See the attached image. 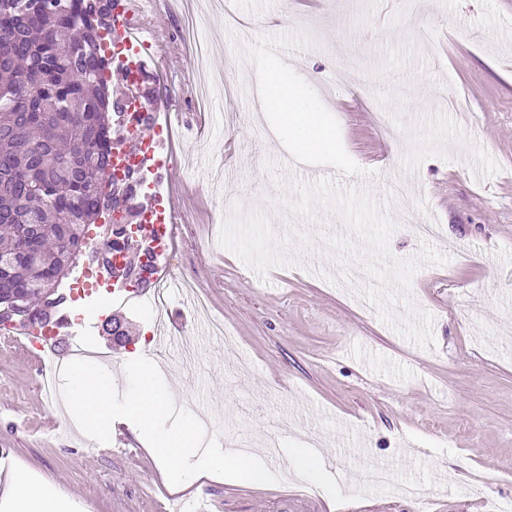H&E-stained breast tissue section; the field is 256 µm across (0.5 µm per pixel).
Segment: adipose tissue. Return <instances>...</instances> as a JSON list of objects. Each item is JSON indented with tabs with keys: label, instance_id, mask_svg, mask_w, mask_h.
<instances>
[{
	"label": "adipose tissue",
	"instance_id": "adipose-tissue-1",
	"mask_svg": "<svg viewBox=\"0 0 512 512\" xmlns=\"http://www.w3.org/2000/svg\"><path fill=\"white\" fill-rule=\"evenodd\" d=\"M255 84L260 91L259 110L276 119L278 129L287 133L300 154L335 150L332 130L304 87L287 81L277 68L258 74ZM13 499L14 512H74L75 509L67 497L48 494L40 484L32 482L16 484Z\"/></svg>",
	"mask_w": 512,
	"mask_h": 512
}]
</instances>
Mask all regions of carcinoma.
I'll return each instance as SVG.
<instances>
[{
	"label": "carcinoma",
	"instance_id": "cac0c4a2",
	"mask_svg": "<svg viewBox=\"0 0 512 512\" xmlns=\"http://www.w3.org/2000/svg\"><path fill=\"white\" fill-rule=\"evenodd\" d=\"M111 20L98 0H0V290L29 303L30 285L53 287L84 228L114 205L103 192Z\"/></svg>",
	"mask_w": 512,
	"mask_h": 512
}]
</instances>
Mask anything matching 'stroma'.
<instances>
[{
	"label": "stroma",
	"mask_w": 512,
	"mask_h": 512,
	"mask_svg": "<svg viewBox=\"0 0 512 512\" xmlns=\"http://www.w3.org/2000/svg\"><path fill=\"white\" fill-rule=\"evenodd\" d=\"M201 0V35L213 63L225 50L247 65V101L216 98L198 111L197 59L183 39L185 0H156L139 36L162 44L179 111L193 122L167 141L157 191L182 195L180 232L158 257L190 280L233 348L196 333L190 297L171 294L162 326L141 305L113 304L94 324L83 300L63 304L58 339L101 347L115 372L155 329L153 347L177 407L230 449L231 435L266 442L270 423L288 465L252 485L202 477L173 488L161 466L111 439L96 454L81 442H46L53 410L14 337L0 335V512L6 490L30 480L63 493L78 512H168L173 499L206 512H417L396 487L428 485L429 512H512V0ZM428 30L431 49L414 41ZM287 64L336 136L333 153L311 156L297 176L295 150L255 112L254 78ZM236 169L217 215L210 180L189 178L186 158ZM431 224L422 241L412 227ZM119 315L128 343L113 344ZM389 464L395 487L357 490L354 466ZM315 482L319 490L300 492Z\"/></svg>",
	"instance_id": "1"
}]
</instances>
